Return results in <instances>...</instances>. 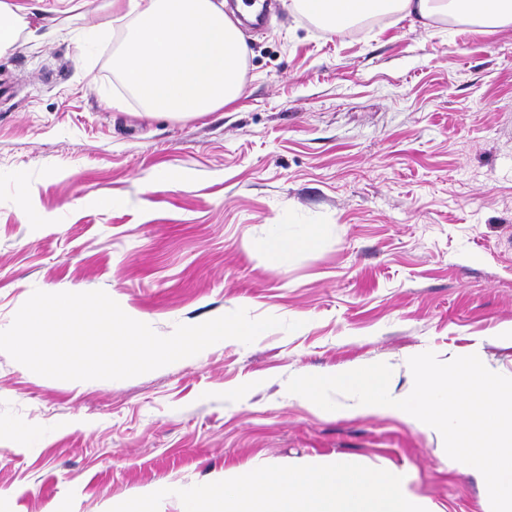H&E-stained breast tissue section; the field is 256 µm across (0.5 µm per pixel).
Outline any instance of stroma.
<instances>
[{
    "mask_svg": "<svg viewBox=\"0 0 512 512\" xmlns=\"http://www.w3.org/2000/svg\"><path fill=\"white\" fill-rule=\"evenodd\" d=\"M101 4L0 54V330L37 289L105 291L163 336L240 308L300 327L125 380L46 378L0 351V512H110L316 456L487 512L426 424L344 394L321 413L287 383L383 362L406 393L428 350L512 377V25L333 34L270 0L242 29L240 99L181 120L142 115L113 70L132 23ZM313 225L316 249L268 258Z\"/></svg>",
    "mask_w": 512,
    "mask_h": 512,
    "instance_id": "obj_1",
    "label": "stroma"
}]
</instances>
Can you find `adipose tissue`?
<instances>
[{
	"instance_id": "obj_1",
	"label": "adipose tissue",
	"mask_w": 512,
	"mask_h": 512,
	"mask_svg": "<svg viewBox=\"0 0 512 512\" xmlns=\"http://www.w3.org/2000/svg\"><path fill=\"white\" fill-rule=\"evenodd\" d=\"M70 0H0V53L17 38L41 43L63 31ZM117 19H132L116 69L145 116L194 119L237 100L247 47L224 0H109ZM294 10L340 33L368 15L421 25L454 19L487 32L512 25V0H291ZM42 13L38 24L29 17Z\"/></svg>"
}]
</instances>
